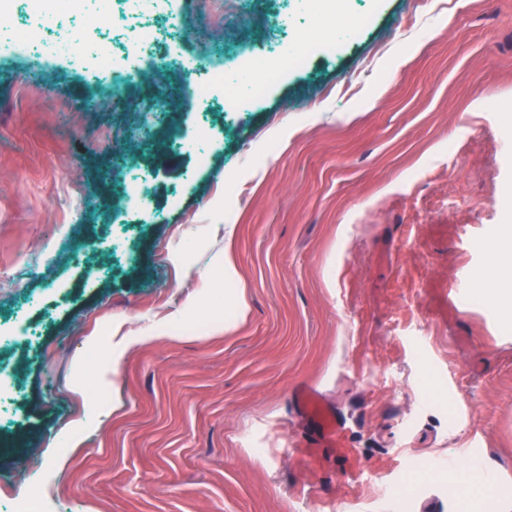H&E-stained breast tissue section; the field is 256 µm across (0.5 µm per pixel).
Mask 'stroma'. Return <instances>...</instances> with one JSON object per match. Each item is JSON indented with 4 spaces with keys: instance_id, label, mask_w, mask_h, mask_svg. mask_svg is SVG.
I'll return each mask as SVG.
<instances>
[{
    "instance_id": "35a3bbf8",
    "label": "stroma",
    "mask_w": 512,
    "mask_h": 512,
    "mask_svg": "<svg viewBox=\"0 0 512 512\" xmlns=\"http://www.w3.org/2000/svg\"><path fill=\"white\" fill-rule=\"evenodd\" d=\"M168 0L179 56L260 55L272 36L311 51L233 110L199 117L188 75L145 56L156 83L114 111L104 80L67 59L0 56V333L42 329L45 361L0 353L21 384L0 431V504L45 469L50 438L97 399L116 411L41 490L39 512H503L512 500V0H344L328 40L295 0ZM291 12L287 28L276 14ZM187 139L209 125L208 162L134 137L149 98ZM152 175L147 213L120 223L123 173ZM234 228L232 275L201 272ZM75 247L31 268L59 228ZM130 234L137 263H108ZM111 265L110 277L98 269ZM249 311L221 336L215 294ZM187 333L128 351L112 389L94 376L113 322L135 330L189 293ZM316 387L345 421L316 440L295 393ZM460 448L482 465L433 461ZM233 304L235 309V319L228 321H221L220 319L213 320L209 329L210 335L221 334L224 331H229L240 318L245 317L248 310V301L243 289L236 291L233 298Z\"/></svg>"
}]
</instances>
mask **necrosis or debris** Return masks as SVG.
<instances>
[{
    "label": "necrosis or debris",
    "instance_id": "1",
    "mask_svg": "<svg viewBox=\"0 0 512 512\" xmlns=\"http://www.w3.org/2000/svg\"><path fill=\"white\" fill-rule=\"evenodd\" d=\"M164 6L165 0H98V11L106 17L108 26L125 30L126 36L120 42L104 39L92 45L75 31L57 35L42 33L27 38L10 27L0 30V53L75 59L96 76L104 78L112 87L113 98L119 99L126 86L143 79L141 70L134 64L137 57L156 50L160 44H173L182 38L179 24L165 15ZM303 61L302 53L277 46L266 49L263 64L259 67L248 54L231 62L215 55L205 60V77L201 83L192 85L190 95L205 105L220 98L225 104L234 106L242 99L235 83L236 76L252 75L257 68L264 76H272L285 68L300 66Z\"/></svg>",
    "mask_w": 512,
    "mask_h": 512
}]
</instances>
